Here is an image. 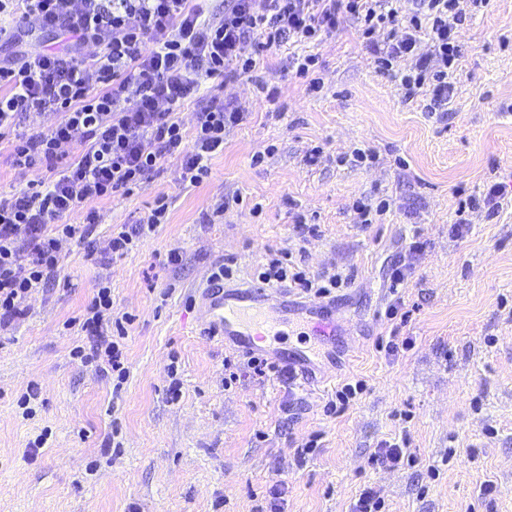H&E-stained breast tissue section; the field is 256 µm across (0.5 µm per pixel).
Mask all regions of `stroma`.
I'll return each instance as SVG.
<instances>
[{
  "label": "stroma",
  "instance_id": "1",
  "mask_svg": "<svg viewBox=\"0 0 512 512\" xmlns=\"http://www.w3.org/2000/svg\"><path fill=\"white\" fill-rule=\"evenodd\" d=\"M459 40L447 120L426 114L424 96L405 97L398 74L413 59L380 72L348 18L321 40L267 55L262 75L279 83L277 103L260 102L248 77L224 86L244 119L202 185L179 183L168 163L134 196L94 202L100 252L116 225L135 222L158 196L169 219L106 266L65 242L66 287L34 294L28 314L0 333V512H253L254 495L276 483L284 512H350L366 485L386 512H512V205L492 217L470 210L467 234L451 231L458 196L493 183L512 193V0H489ZM296 52L317 55L320 91L289 68ZM357 148L377 162L338 164ZM232 196L239 208L207 223ZM383 200L380 223L357 224L355 203ZM300 220L318 225L317 236L300 240ZM415 226L425 249L399 293L411 311L401 334L414 344L389 355L378 348L391 329L388 271ZM171 250L179 265L165 264ZM281 250L308 276H349L324 300L336 335L320 340L304 313L289 312L271 345L312 351V376L245 371L225 386V360L248 357L205 336L192 306L220 265L233 268L237 287ZM105 273L115 312L135 317L118 392L110 375L73 358L89 339L65 326ZM355 378L366 393L327 415L337 387ZM32 385L40 396L27 416L18 401ZM313 433L319 448L298 459ZM404 435L416 466L369 465L380 441Z\"/></svg>",
  "mask_w": 512,
  "mask_h": 512
}]
</instances>
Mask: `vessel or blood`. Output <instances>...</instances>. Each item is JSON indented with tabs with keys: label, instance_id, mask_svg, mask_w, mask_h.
<instances>
[{
	"label": "vessel or blood",
	"instance_id": "1",
	"mask_svg": "<svg viewBox=\"0 0 512 512\" xmlns=\"http://www.w3.org/2000/svg\"><path fill=\"white\" fill-rule=\"evenodd\" d=\"M285 296L283 290L259 284L227 290L213 280L199 297L196 320L225 347L250 349L255 341L278 336L286 319L273 316L272 310L283 304Z\"/></svg>",
	"mask_w": 512,
	"mask_h": 512
}]
</instances>
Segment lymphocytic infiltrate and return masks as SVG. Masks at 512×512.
Segmentation results:
<instances>
[{
    "label": "lymphocytic infiltrate",
    "mask_w": 512,
    "mask_h": 512,
    "mask_svg": "<svg viewBox=\"0 0 512 512\" xmlns=\"http://www.w3.org/2000/svg\"><path fill=\"white\" fill-rule=\"evenodd\" d=\"M413 0L399 19L394 0H225L224 14H210L208 0H0V42L21 45L18 57L0 65V142L8 143L15 167L37 172L36 180L0 194V328L26 314L34 292L61 275L64 240L91 239L100 221L85 211L79 224L69 218L85 203L133 196L164 162L178 163L181 183L197 186L211 175L210 161L224 150L227 132L242 113L232 101L210 95L185 128L178 112L211 80L233 81L263 64L266 52L285 40L312 41L352 18L366 40L403 21L400 37H387L376 63L388 73L403 57H415L401 74L406 96L425 93L428 113L444 112L452 97L448 72L461 51L457 29L467 14L488 0ZM68 36L58 49L23 48L38 31ZM428 31L432 52L419 51ZM256 42L245 53L248 42ZM94 53H85V46ZM47 117V126L26 119ZM168 220V205L157 198L136 223L113 230L108 251L127 255ZM260 283L291 281L327 296L342 287L341 274L310 280L294 270L292 255H271L257 270ZM133 318L112 314V284L101 278L77 324L93 336L90 348L75 347L83 364L107 366L118 381L128 375L120 344Z\"/></svg>",
    "instance_id": "f902f5d3"
}]
</instances>
